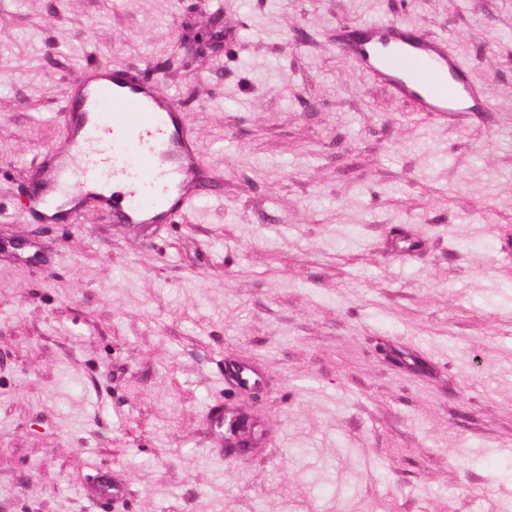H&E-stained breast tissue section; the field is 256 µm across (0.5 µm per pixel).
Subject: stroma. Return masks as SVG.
<instances>
[{
    "label": "stroma",
    "instance_id": "obj_1",
    "mask_svg": "<svg viewBox=\"0 0 512 512\" xmlns=\"http://www.w3.org/2000/svg\"><path fill=\"white\" fill-rule=\"evenodd\" d=\"M379 18L496 112L366 77L334 40ZM92 58L186 112L173 223L31 209ZM0 512H512V0H0ZM209 420L211 426L219 430L220 435L224 434L227 448H249L256 444L250 417L239 413H226L224 408L216 405L211 410Z\"/></svg>",
    "mask_w": 512,
    "mask_h": 512
}]
</instances>
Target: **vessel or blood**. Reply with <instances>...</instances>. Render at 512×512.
I'll use <instances>...</instances> for the list:
<instances>
[{
    "instance_id": "1",
    "label": "vessel or blood",
    "mask_w": 512,
    "mask_h": 512,
    "mask_svg": "<svg viewBox=\"0 0 512 512\" xmlns=\"http://www.w3.org/2000/svg\"><path fill=\"white\" fill-rule=\"evenodd\" d=\"M337 47L376 83L433 115L491 112L466 64L439 39L415 35L385 21L343 33ZM65 136L46 172L48 188L33 200L43 221L81 213L95 204L118 224H170L198 198V147L183 110L159 83L97 66L68 88ZM103 182L123 183L116 195L92 188L89 169Z\"/></svg>"
}]
</instances>
